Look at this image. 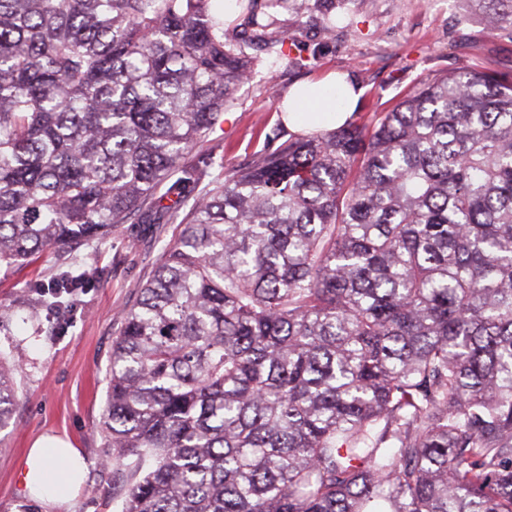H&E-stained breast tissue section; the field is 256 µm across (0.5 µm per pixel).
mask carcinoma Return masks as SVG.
Here are the masks:
<instances>
[{
    "label": "carcinoma",
    "instance_id": "cac0c4a2",
    "mask_svg": "<svg viewBox=\"0 0 512 512\" xmlns=\"http://www.w3.org/2000/svg\"><path fill=\"white\" fill-rule=\"evenodd\" d=\"M257 7L229 34L218 0H0V265L180 227L112 344L119 512H512V76L450 72L226 171L200 143ZM15 398L1 357L0 428Z\"/></svg>",
    "mask_w": 512,
    "mask_h": 512
}]
</instances>
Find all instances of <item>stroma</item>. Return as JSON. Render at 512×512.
<instances>
[{"mask_svg":"<svg viewBox=\"0 0 512 512\" xmlns=\"http://www.w3.org/2000/svg\"><path fill=\"white\" fill-rule=\"evenodd\" d=\"M286 45L255 42V65L206 143L225 169L249 165L267 136L288 140L282 101L291 88L330 72H346L363 93L356 112L388 111L416 83L463 67L512 74V27L488 35L471 0H306L281 11ZM162 243L152 224H120L109 237L35 255L0 268V355L17 366V400L0 429V512H117L98 427L107 398V365L118 317L147 280ZM76 255L91 275L66 319L39 288ZM43 435L68 439L87 459L82 483L68 499L42 500L23 488L21 463Z\"/></svg>","mask_w":512,"mask_h":512,"instance_id":"35a3bbf8","label":"stroma"}]
</instances>
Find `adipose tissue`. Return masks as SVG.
I'll return each instance as SVG.
<instances>
[{"label":"adipose tissue","mask_w":512,"mask_h":512,"mask_svg":"<svg viewBox=\"0 0 512 512\" xmlns=\"http://www.w3.org/2000/svg\"><path fill=\"white\" fill-rule=\"evenodd\" d=\"M360 96L348 76L334 74L324 80L292 88L284 101V122L294 132L333 129L349 121ZM85 461L70 442L55 436L37 438L24 460L22 481L28 493L65 499L78 483Z\"/></svg>","instance_id":"adipose-tissue-1"}]
</instances>
